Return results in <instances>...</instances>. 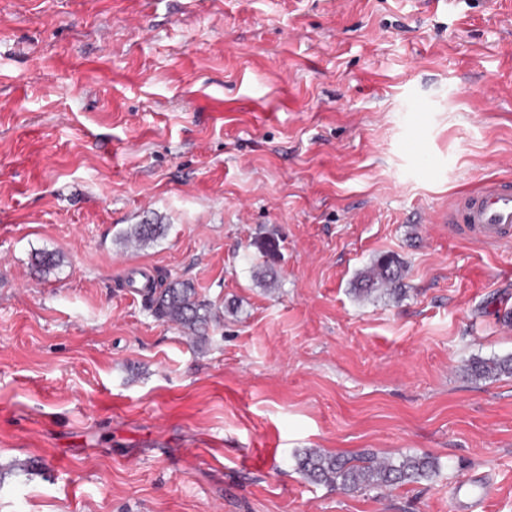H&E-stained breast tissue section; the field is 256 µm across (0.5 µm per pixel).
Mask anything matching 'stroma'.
<instances>
[{
	"label": "stroma",
	"mask_w": 512,
	"mask_h": 512,
	"mask_svg": "<svg viewBox=\"0 0 512 512\" xmlns=\"http://www.w3.org/2000/svg\"><path fill=\"white\" fill-rule=\"evenodd\" d=\"M498 179L512 0H0V512H512V376L470 371L512 245L440 222ZM384 254L402 295L359 294ZM304 448L438 469L345 491ZM166 282L167 278L161 279V285ZM144 296L154 318L177 323L192 332L213 317L211 306L198 300L195 288L188 282L171 280L164 288H151ZM493 493V485L485 478H470L459 484L454 492V498L464 494L469 503L479 504L487 500Z\"/></svg>",
	"instance_id": "obj_1"
}]
</instances>
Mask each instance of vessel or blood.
<instances>
[{
    "label": "vessel or blood",
    "mask_w": 512,
    "mask_h": 512,
    "mask_svg": "<svg viewBox=\"0 0 512 512\" xmlns=\"http://www.w3.org/2000/svg\"><path fill=\"white\" fill-rule=\"evenodd\" d=\"M448 222L452 229L483 244H512V181L494 180L460 196L448 212ZM455 492L479 504L492 495L493 486L484 478H471L459 484Z\"/></svg>",
    "instance_id": "b4317fda"
}]
</instances>
